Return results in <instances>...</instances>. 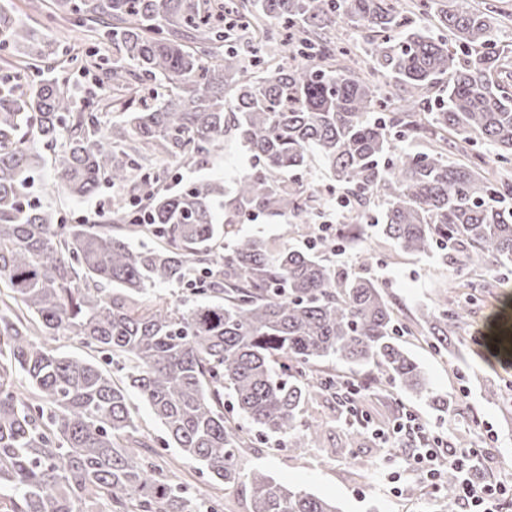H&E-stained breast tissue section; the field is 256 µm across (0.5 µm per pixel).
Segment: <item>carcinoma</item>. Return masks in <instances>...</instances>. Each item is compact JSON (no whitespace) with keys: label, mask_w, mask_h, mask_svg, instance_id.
I'll return each mask as SVG.
<instances>
[{"label":"carcinoma","mask_w":512,"mask_h":512,"mask_svg":"<svg viewBox=\"0 0 512 512\" xmlns=\"http://www.w3.org/2000/svg\"><path fill=\"white\" fill-rule=\"evenodd\" d=\"M447 2L434 36L412 27L403 0H52L91 38L80 55L48 52L0 5V52L22 54L0 76V512H222L155 463L130 389L165 426L164 447L218 484L248 481L250 512H338L240 465L256 444L323 445L327 424L308 409L336 398L325 362L350 370L357 399L393 388L448 407L399 336L446 352L464 309L445 297L408 328L382 287L328 259L353 227L323 235L319 224L325 195L340 192L364 211L382 202L378 233L404 253L436 252L445 265L444 244L459 247L483 288L496 287L488 259L512 262V210L501 206L512 198L502 175L512 96L498 83L512 61L494 17L475 0ZM338 23L367 33L371 66L328 34ZM44 59L47 71L30 79ZM74 69L95 90L67 87ZM444 80L436 103L430 92ZM423 131L428 147L407 149ZM227 134L250 159L231 189L167 182L157 154L203 162ZM479 140L498 149L499 170L472 153ZM39 145L69 197L112 188L103 223L67 224L31 198ZM314 153L332 178L323 191L308 178ZM259 214L303 217L313 247L277 250L236 233ZM137 237L154 244L137 247ZM161 284L188 297L143 305ZM44 336L80 338L122 364L126 381ZM457 481L451 469L441 481L451 505Z\"/></svg>","instance_id":"carcinoma-1"}]
</instances>
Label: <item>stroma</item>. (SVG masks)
Masks as SVG:
<instances>
[{
  "mask_svg": "<svg viewBox=\"0 0 512 512\" xmlns=\"http://www.w3.org/2000/svg\"><path fill=\"white\" fill-rule=\"evenodd\" d=\"M15 14L34 27L49 41H70L76 29L64 26L54 17L51 0H0ZM249 166V157L233 137H226L224 147L203 166L167 162L171 181L187 182L198 177L223 180L232 187L234 179ZM51 164H44L35 177V194L47 198L61 210L67 221L84 217L86 222L99 220L112 203L111 189H104L87 200H73L60 192H50ZM300 218L289 217L280 222L258 216L240 224L238 230L246 235L264 238L275 246L304 244L298 233ZM368 253L366 274L386 284L401 317L418 318L430 306L449 280L469 278L470 271L463 262L445 266L437 256H413L400 252L384 241L374 229H367L363 243L346 247L335 258L336 263L357 267L361 253ZM501 280L498 288L484 294L470 319L471 331L484 329L489 319H497L502 334L512 337V316L503 314L504 296L512 297V267L497 269ZM403 342L419 364L428 387L448 400L447 411H439L427 400L412 394H402L400 404L415 412L429 428L447 435L449 440L464 447L481 448L487 452V463L494 478H512V409L503 410L493 404L488 393L512 385V362L487 360L473 342H465L457 354H438L424 342L404 337ZM396 403V404H399ZM396 404L386 399L367 398L363 408L372 422L381 424L392 415ZM314 415L327 422L335 456L325 457L320 449L277 448L260 444L247 449L241 467L250 472L259 470L295 489L314 494L336 503L340 512H452L441 494H413V483L401 479L403 452L398 448L378 446L361 448L357 453L345 449L347 421L344 414L329 403H322ZM155 461L171 466L176 482L192 494L209 498L220 495L224 512H249L250 488L247 483L218 488L199 463L182 457L177 449H160Z\"/></svg>",
  "mask_w": 512,
  "mask_h": 512,
  "instance_id": "1",
  "label": "stroma"
}]
</instances>
